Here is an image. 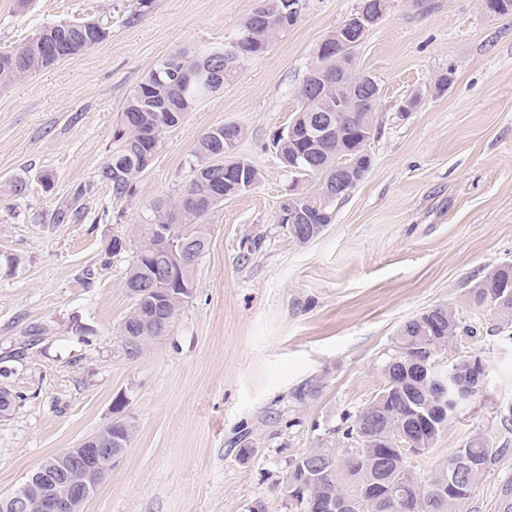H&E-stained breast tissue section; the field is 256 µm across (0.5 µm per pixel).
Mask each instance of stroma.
Masks as SVG:
<instances>
[{"instance_id":"obj_1","label":"stroma","mask_w":512,"mask_h":512,"mask_svg":"<svg viewBox=\"0 0 512 512\" xmlns=\"http://www.w3.org/2000/svg\"><path fill=\"white\" fill-rule=\"evenodd\" d=\"M254 2L152 0L132 21L130 0H34L24 12L0 0V46L51 23L108 30L0 90V368L15 395L0 417V492L125 417L135 438L84 512H250L258 501L301 512L282 494L291 460L351 452L346 418L382 390L398 328L447 304L477 334L442 351L438 367L476 353L487 377L408 468L427 478L482 435L508 452L461 512H505L512 430L500 411L512 403V339L465 291L512 261V15H489L479 0H433L424 14L392 0L356 50L380 85L373 167L308 244L277 222L292 175L272 139L300 106L316 48L359 0H302L288 33L166 130L134 195L113 199L96 174L130 92L174 51L234 40ZM443 73L452 82L439 91ZM411 97L416 107L402 112ZM228 123L243 127L235 153L261 181L209 215L192 297L165 336L130 354L119 329L132 311L124 281L137 228L149 203L188 182L202 134ZM18 178L21 196L8 190ZM80 187L77 219L65 209ZM116 236L126 250L103 265Z\"/></svg>"}]
</instances>
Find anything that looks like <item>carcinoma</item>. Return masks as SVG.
I'll use <instances>...</instances> for the list:
<instances>
[{
    "label": "carcinoma",
    "mask_w": 512,
    "mask_h": 512,
    "mask_svg": "<svg viewBox=\"0 0 512 512\" xmlns=\"http://www.w3.org/2000/svg\"><path fill=\"white\" fill-rule=\"evenodd\" d=\"M287 12V0H255L237 33L239 37L250 35L247 52L233 51L232 42L198 50L183 49L164 60L138 84L123 105L121 126L114 134L117 147L98 168V181L107 186L113 198L119 200L131 195L137 180L152 166L155 155L145 145L148 136L152 133L161 136L170 125H179L200 103L224 91V85L234 79L241 62L263 54L288 32V25L283 22ZM82 33L93 34L94 45L107 36L106 29L95 21L58 22L43 27L23 44L0 48V89L51 66L47 58L50 47L62 50L68 57L83 52L81 48H69V43L79 39ZM209 63L221 69L220 81L212 83L202 77L189 85L181 82L182 75L201 73ZM298 98L301 107L295 119L300 120L309 112L327 107L336 98V88L331 86L317 93L309 90L304 82ZM242 137L243 129L236 124H224L204 133L194 151L196 164L187 185L174 199L158 200L149 206L140 229V244L125 276V288L134 307L123 322L119 337L130 350L138 353L165 335L192 296L195 267L210 242V227L203 219L224 200L259 182L260 171L234 155ZM273 147L280 160L297 153L314 159L317 189L312 191L302 184L294 193L296 203L304 206L305 215L283 224L288 238L304 245L308 243L307 231L334 221L331 214L335 213L336 203L326 207L324 200L334 187L336 138L311 142L305 138L298 140L283 130L274 136ZM171 239L183 242L185 263L160 276L156 259L164 255ZM510 291L512 263H503L469 288L466 298L479 308H490L503 327L512 329V297H507ZM462 332L469 334L471 329L461 326L455 308L448 305H436L400 326L394 354L383 368L382 392L387 397L378 395L348 416L350 425L346 435L357 447L342 460L316 449L291 463L286 483L303 481L304 495L297 504L304 512H319L320 505L330 500L359 498L366 486L383 476L396 484V496L389 502L366 503V512H458L460 504L470 497L504 449L493 448L482 436L475 435L424 482L415 479L404 459L380 470L373 451L394 440L401 424L411 423L420 413L433 426L417 438L416 452L432 447L456 412L471 399L469 395L457 394L452 378L461 380L468 376L473 355L457 359L445 371L448 402L441 413L437 412L441 400L437 399L433 378L419 376L416 370L407 371L404 366L412 349L428 344L439 353ZM135 431L132 421L119 419L106 424L98 433L111 437L112 447L126 449ZM452 478L458 480L461 493L441 496L440 485ZM84 479V469L74 466L60 474L54 486L44 479L28 477L18 489L31 502L30 512H44L40 505L47 489H54L60 498L71 484Z\"/></svg>",
    "instance_id": "obj_1"
}]
</instances>
